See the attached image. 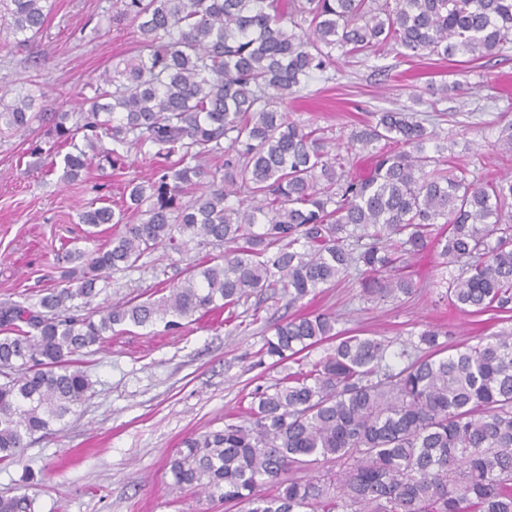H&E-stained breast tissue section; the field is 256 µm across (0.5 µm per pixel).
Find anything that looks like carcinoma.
<instances>
[{
    "label": "carcinoma",
    "instance_id": "1",
    "mask_svg": "<svg viewBox=\"0 0 512 512\" xmlns=\"http://www.w3.org/2000/svg\"><path fill=\"white\" fill-rule=\"evenodd\" d=\"M112 20L136 26L140 50L91 84L89 107L59 112L46 130L68 146L61 179L131 148L177 157L127 183L121 204L79 213L92 249H71L59 285L33 302L0 303V463L90 399L75 356L120 326L141 328L230 310L280 289L295 304L356 274L369 299L413 294L407 269L434 247L448 302L470 315L512 313V178L484 181L425 153L434 138L409 112L385 111L351 133L350 154L288 118V99L336 52L474 62L512 50V0H119ZM53 0H0L17 41L37 34ZM35 98L0 100V138L44 113ZM83 136L86 147L76 143ZM368 174L353 171L361 153ZM208 190L190 194L196 181ZM244 197L231 204L237 190ZM141 213L140 222L128 215ZM115 231L98 242L99 228ZM162 248L219 250L168 293L95 303L111 274L141 268ZM418 334L426 355L389 362L381 339L345 335L328 313L274 328L262 352L283 366L327 342L308 371L251 393L248 416L184 439L167 461L172 489L195 488L247 512H512V330L446 346ZM336 477L285 478L312 459ZM0 512H35L29 495Z\"/></svg>",
    "mask_w": 512,
    "mask_h": 512
}]
</instances>
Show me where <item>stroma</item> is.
Instances as JSON below:
<instances>
[{
    "label": "stroma",
    "mask_w": 512,
    "mask_h": 512,
    "mask_svg": "<svg viewBox=\"0 0 512 512\" xmlns=\"http://www.w3.org/2000/svg\"><path fill=\"white\" fill-rule=\"evenodd\" d=\"M113 0H56L42 31L16 45L0 31V98L12 101L44 91L47 109L70 112L91 96V82L137 54L130 22L112 19ZM457 62L439 57L408 60L391 47L369 56L340 58L335 69L313 73L288 102L292 120L322 129L337 150L352 130L376 113H415L433 131L428 154L472 167L487 180L512 175V160L494 144L512 120V53L490 55L460 73ZM460 83L457 94L429 96L427 87ZM45 122L23 136L0 140V301L37 297L55 287L66 263L62 248L84 247L78 215L102 199L118 201L128 180L154 174L162 160L129 149L114 167L92 166L77 181L37 169L32 150L44 144ZM187 259L158 251L137 271L115 274L108 301L147 295L180 281ZM413 296L371 302L354 279L289 304L279 295L249 297L231 321L204 318L171 333L133 327L95 352L80 355L94 383L81 411L49 433L28 438L15 462L0 464V492L28 494L35 512H240L237 505L209 501L197 490L173 492L168 458L193 434L239 421L249 393L273 384L283 371L261 348L275 324L302 312H327L338 329L391 341L393 349L417 342L424 328L447 331V343L476 344L498 322L473 317L441 302L450 272L436 251L412 264Z\"/></svg>",
    "instance_id": "stroma-1"
}]
</instances>
